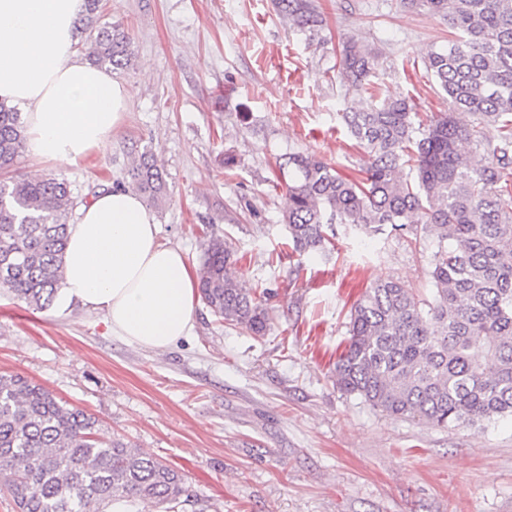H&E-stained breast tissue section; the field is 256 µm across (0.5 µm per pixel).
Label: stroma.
<instances>
[{"instance_id":"obj_1","label":"stroma","mask_w":512,"mask_h":512,"mask_svg":"<svg viewBox=\"0 0 512 512\" xmlns=\"http://www.w3.org/2000/svg\"><path fill=\"white\" fill-rule=\"evenodd\" d=\"M310 2L323 22L300 30L277 0H101L100 23L124 28L133 52L113 73L128 93L120 130L78 163L23 152L11 169L66 178L81 201L128 183L138 154L153 152L167 185L160 241L197 268L209 236L224 238L243 285L268 290L265 335L218 326L199 301L191 336L149 351L79 303L40 311L0 290V374L95 417L98 440L179 468L205 512H512V416L434 428L334 382L353 302L378 279L432 298L437 239L339 224L330 258L286 245L277 157L353 174L364 164L339 118L359 100L337 73L342 39L372 51L383 95L411 96L428 119L448 110L425 68L448 23L402 0Z\"/></svg>"}]
</instances>
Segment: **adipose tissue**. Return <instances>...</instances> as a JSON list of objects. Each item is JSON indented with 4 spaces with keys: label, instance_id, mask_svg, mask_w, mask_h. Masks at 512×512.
<instances>
[{
    "label": "adipose tissue",
    "instance_id": "1",
    "mask_svg": "<svg viewBox=\"0 0 512 512\" xmlns=\"http://www.w3.org/2000/svg\"><path fill=\"white\" fill-rule=\"evenodd\" d=\"M84 9L85 0H0V98L24 107L26 149L42 162L102 151L127 106L111 71L77 53ZM64 271L60 307L103 315L115 336L160 351L193 328V271L130 190L112 187L81 208Z\"/></svg>",
    "mask_w": 512,
    "mask_h": 512
}]
</instances>
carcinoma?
<instances>
[{
  "label": "carcinoma",
  "instance_id": "1",
  "mask_svg": "<svg viewBox=\"0 0 512 512\" xmlns=\"http://www.w3.org/2000/svg\"><path fill=\"white\" fill-rule=\"evenodd\" d=\"M404 3L443 16L455 32L425 59L450 112L426 123L408 96L376 100L366 87L372 53L346 42L339 76L369 101L341 119L366 160L353 176L288 155V241L296 253L328 257L335 224L364 233L413 224L438 239L432 300L399 281L373 282L350 308L334 379L387 415L472 426L512 416V0ZM278 6L298 28L321 23L309 0ZM99 8L100 0H87L77 33L87 35L93 63L123 69L132 60L129 38L118 26L98 25ZM486 123L497 128L496 144L475 160L462 146L480 147ZM24 133L21 113L0 101V170L13 166ZM406 166L414 175L403 174ZM131 184L153 204L164 201L152 153L140 154ZM73 208L64 178L0 182V288L37 310L53 305ZM236 263L224 239L207 241L201 300L220 325L263 336L269 310L243 287ZM95 427L44 387L0 376V488L17 512H196L183 474L121 440L98 441Z\"/></svg>",
  "mask_w": 512,
  "mask_h": 512
}]
</instances>
